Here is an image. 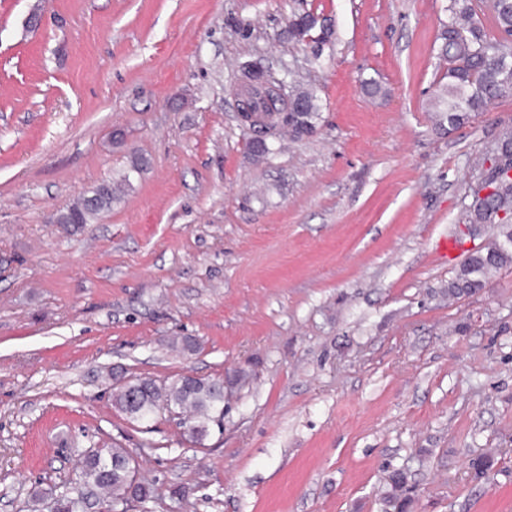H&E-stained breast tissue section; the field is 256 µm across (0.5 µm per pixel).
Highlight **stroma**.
Masks as SVG:
<instances>
[{
  "label": "stroma",
  "instance_id": "obj_1",
  "mask_svg": "<svg viewBox=\"0 0 512 512\" xmlns=\"http://www.w3.org/2000/svg\"><path fill=\"white\" fill-rule=\"evenodd\" d=\"M448 3L0 0V512L112 443L154 489L130 512H385L396 472L407 512H512V267L448 296L512 93L435 125ZM303 12L321 46L289 38ZM257 59L321 108L265 156L231 93ZM107 368L224 378L223 430L133 422ZM122 184L129 186V175L124 174L120 181L116 182L114 180L103 181L88 191L86 195L77 199L66 210L71 216V223L89 224L99 213L110 210Z\"/></svg>",
  "mask_w": 512,
  "mask_h": 512
}]
</instances>
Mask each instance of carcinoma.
I'll return each instance as SVG.
<instances>
[{
	"label": "carcinoma",
	"instance_id": "obj_1",
	"mask_svg": "<svg viewBox=\"0 0 512 512\" xmlns=\"http://www.w3.org/2000/svg\"><path fill=\"white\" fill-rule=\"evenodd\" d=\"M308 25L317 26V17L304 12L289 20L288 33ZM440 54L448 58V69L440 79L432 108L441 128L457 129L468 124L485 107L512 91V0H450L448 22L439 35ZM289 94L303 102V110L285 121L269 112L262 90L252 92V106L267 113L275 137L283 132L294 138L315 130L319 115L318 98L313 90L291 84ZM499 159L489 170L492 193L482 199L470 186L459 223L469 234L490 228L496 237L478 247L462 262L455 280L448 284V295L461 297L485 287L488 275L512 266V127H503L495 137ZM130 184L129 174L118 181H104L68 208L71 223L88 224L99 213L112 209L117 191ZM112 402L134 421H149L168 413L185 428L196 443L206 438L211 426L224 422V379L179 376L169 382L149 376H134L112 385ZM131 457L119 446L89 448L80 459L78 482L65 486L35 488L30 494L32 512H40L51 501L54 512H77L75 500L83 498L86 508L112 506L117 510L152 497V487L133 478Z\"/></svg>",
	"mask_w": 512,
	"mask_h": 512
}]
</instances>
